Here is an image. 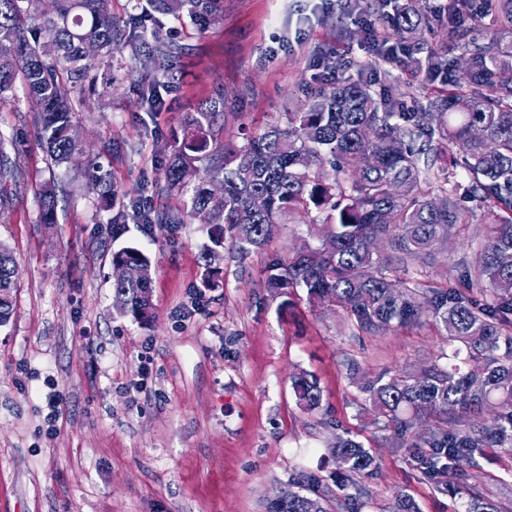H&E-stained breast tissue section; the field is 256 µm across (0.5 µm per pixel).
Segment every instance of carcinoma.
<instances>
[{
  "mask_svg": "<svg viewBox=\"0 0 512 512\" xmlns=\"http://www.w3.org/2000/svg\"><path fill=\"white\" fill-rule=\"evenodd\" d=\"M396 14L394 36L411 40L430 24L422 0H378ZM495 29L477 45L466 29L453 41L464 45L460 80L419 112H402L396 103L372 93L363 82L342 81L315 96L287 123L273 121L244 144H224V89L184 114L180 131L164 155L165 185L181 209L170 213L144 208L129 198L130 216L143 231L164 224H201L207 241L200 247L201 287L216 286L224 249L246 254L270 241L286 216L321 222L318 233L335 241L332 252L312 247L286 260L275 257L266 268V287L276 297L303 290L310 302L339 307L369 333L405 328L430 317L448 342L446 363L436 359L416 369L387 371L361 386V410L393 430L402 448H414L415 466L441 484L464 467L477 465L486 448L512 452V0H496ZM156 13L188 18L200 32L224 12V0H148ZM97 47V61L112 70L114 54L130 49L129 62L153 60L159 66L179 54L157 22L131 33L112 14V0H51L42 14L31 0H0V100L21 84L35 105V125L50 168L67 165L79 152L74 115L82 94L95 87L84 47ZM425 75L445 65L446 53L428 44ZM163 81L141 96L150 110ZM438 142L447 166L431 179L427 147ZM350 175L348 183L336 174ZM20 174L15 148L0 135V186ZM56 175L38 192L39 222L57 223ZM265 197L262 210L251 198ZM476 202L485 235L465 277L488 296L478 303L454 288L406 278L409 265H435L440 246L474 212L460 205ZM382 236L391 252L370 247ZM112 261L131 269L112 284L113 305L138 319L151 315L153 267L134 247L112 252ZM17 266L0 244V328L14 315ZM297 406L321 407L314 375L292 378ZM494 424L478 421L485 411ZM336 454L338 512H360L368 492L359 483L373 471L374 457L350 436L339 435ZM288 501L266 512H325L322 479L304 472L293 479Z\"/></svg>",
  "mask_w": 512,
  "mask_h": 512,
  "instance_id": "cac0c4a2",
  "label": "carcinoma"
}]
</instances>
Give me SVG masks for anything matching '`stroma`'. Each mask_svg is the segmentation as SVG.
<instances>
[{
	"instance_id": "obj_1",
	"label": "stroma",
	"mask_w": 512,
	"mask_h": 512,
	"mask_svg": "<svg viewBox=\"0 0 512 512\" xmlns=\"http://www.w3.org/2000/svg\"><path fill=\"white\" fill-rule=\"evenodd\" d=\"M339 0H224L207 32L165 17L182 52L161 112L144 111L153 75L141 68H96L98 88L75 115L82 152L50 171L30 99L17 89L0 104V134L16 140L21 175L14 204L0 211V242L18 265L12 324L0 330V512H265L267 498L304 471L331 490L336 436L350 434L375 459L363 478L362 512H382L396 494L419 512H465L470 492L512 512V455L486 449L466 469L464 492L426 479L390 430L362 414L359 379L419 366L447 343L431 318L381 334L353 327L342 310L311 307L305 292L287 304L265 286L272 255L288 257L310 241L309 221L280 224L264 247L225 251L216 288L202 290L200 224L144 232L126 220L119 237L104 222L109 199L90 187L91 163L112 185L135 192L165 181L160 151L183 115L224 88V142L239 146L274 119L300 111L320 90L315 49L351 58L337 81L386 84L406 111L426 104L424 76L378 63L365 25L342 17ZM67 192L58 222H39L37 193L50 174ZM484 224L473 218L450 234L426 277L458 291ZM132 244L154 266L150 321L112 306L113 249ZM204 306L195 309V298ZM358 365L349 374V362ZM313 373L322 390L314 414L297 406L291 377ZM62 417L47 429L49 397Z\"/></svg>"
}]
</instances>
